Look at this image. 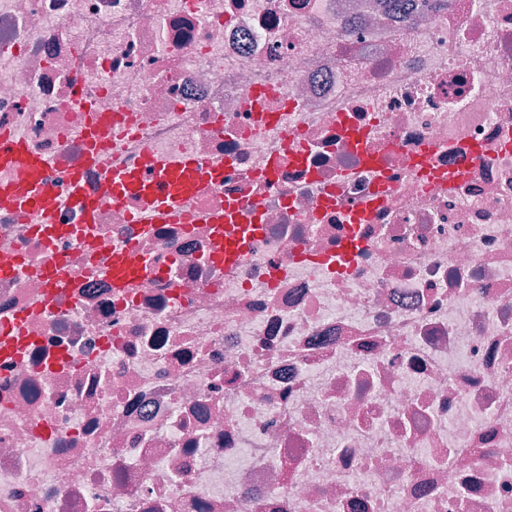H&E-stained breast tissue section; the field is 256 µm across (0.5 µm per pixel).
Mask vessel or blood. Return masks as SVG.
Wrapping results in <instances>:
<instances>
[{"label": "vessel or blood", "instance_id": "obj_1", "mask_svg": "<svg viewBox=\"0 0 512 512\" xmlns=\"http://www.w3.org/2000/svg\"><path fill=\"white\" fill-rule=\"evenodd\" d=\"M47 162L41 158L28 156L19 141H12L8 152L0 153V167L12 169L13 180L0 190V202L19 210L39 208L43 223H54L58 209L68 206H79L92 210L93 204L82 190L80 180H73L69 195L57 198L55 202H47L46 186L41 173ZM156 175L170 185V191L163 196H151L148 213L138 215L141 224H152L158 221H169L182 216L183 203L199 189L208 184L209 178L204 175L200 164L193 158L182 157L176 160L156 162ZM102 186L111 191L113 197H120L125 192L136 189L134 178L126 169L114 168L108 171ZM137 266L132 261L131 249L118 250L112 255V282L122 285L132 278Z\"/></svg>", "mask_w": 512, "mask_h": 512}]
</instances>
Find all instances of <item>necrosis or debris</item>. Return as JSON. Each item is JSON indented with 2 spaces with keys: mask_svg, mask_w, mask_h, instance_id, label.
<instances>
[{
  "mask_svg": "<svg viewBox=\"0 0 512 512\" xmlns=\"http://www.w3.org/2000/svg\"><path fill=\"white\" fill-rule=\"evenodd\" d=\"M365 2L0 0V134L93 201L0 205V512H512V0ZM184 155L187 220L100 187ZM111 131L101 129L97 125H91L85 129L83 135L87 144V161L93 162L98 151L104 145L111 143ZM132 246H128L125 249L117 250L112 255V282L113 284L120 286L125 281L132 278L137 272V264L133 263L132 260Z\"/></svg>",
  "mask_w": 512,
  "mask_h": 512,
  "instance_id": "1",
  "label": "necrosis or debris"
}]
</instances>
